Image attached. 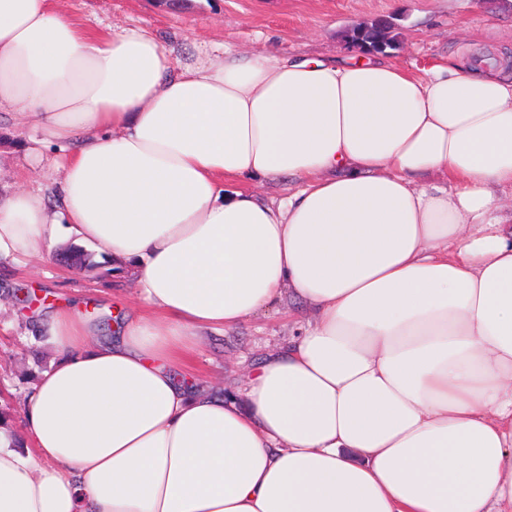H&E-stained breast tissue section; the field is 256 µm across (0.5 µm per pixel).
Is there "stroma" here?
<instances>
[{"label": "stroma", "mask_w": 512, "mask_h": 512, "mask_svg": "<svg viewBox=\"0 0 512 512\" xmlns=\"http://www.w3.org/2000/svg\"><path fill=\"white\" fill-rule=\"evenodd\" d=\"M87 30L142 28L156 35L173 58L198 44H225L253 53L346 58L354 48L348 29L388 20L395 45L385 55L419 74L448 62L460 68L498 51L512 58V0H62ZM64 152L45 144L34 124L0 112V194L22 189L55 205ZM96 269L72 273L47 254L0 263V424L25 434L26 393L54 357L50 345L32 339L33 298L78 305L100 335L108 336L116 307H138L130 279L114 270L111 255L87 245ZM308 304L287 297L276 307L227 332H207L191 356L200 388L224 395L241 391L250 372L288 337L300 334Z\"/></svg>", "instance_id": "obj_1"}]
</instances>
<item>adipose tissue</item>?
Returning a JSON list of instances; mask_svg holds the SVG:
<instances>
[{
  "mask_svg": "<svg viewBox=\"0 0 512 512\" xmlns=\"http://www.w3.org/2000/svg\"><path fill=\"white\" fill-rule=\"evenodd\" d=\"M79 140L56 205L0 197V260L70 240L144 307L55 358L0 431V512H512V80L227 47L173 61L0 0V112ZM437 174L442 188L421 186ZM291 176L279 201L232 179ZM311 308L241 398L179 382L206 330Z\"/></svg>",
  "mask_w": 512,
  "mask_h": 512,
  "instance_id": "adipose-tissue-1",
  "label": "adipose tissue"
}]
</instances>
